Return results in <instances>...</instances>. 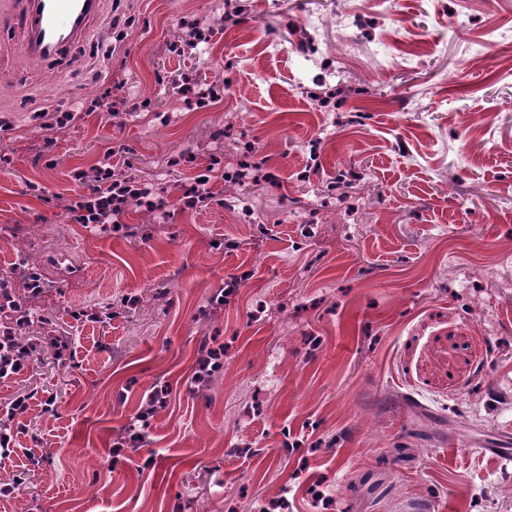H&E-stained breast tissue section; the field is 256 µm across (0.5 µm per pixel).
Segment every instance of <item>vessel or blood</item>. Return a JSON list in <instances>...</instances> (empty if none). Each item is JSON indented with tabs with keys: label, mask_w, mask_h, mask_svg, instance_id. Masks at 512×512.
I'll return each mask as SVG.
<instances>
[{
	"label": "vessel or blood",
	"mask_w": 512,
	"mask_h": 512,
	"mask_svg": "<svg viewBox=\"0 0 512 512\" xmlns=\"http://www.w3.org/2000/svg\"><path fill=\"white\" fill-rule=\"evenodd\" d=\"M98 0H29L15 20L29 37L33 55H50L59 46L87 35Z\"/></svg>",
	"instance_id": "1"
}]
</instances>
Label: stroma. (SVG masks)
Wrapping results in <instances>:
<instances>
[{"label": "stroma", "instance_id": "1", "mask_svg": "<svg viewBox=\"0 0 512 512\" xmlns=\"http://www.w3.org/2000/svg\"><path fill=\"white\" fill-rule=\"evenodd\" d=\"M206 2L99 0L50 59L0 31V224L33 230L46 339L0 403H55L0 484L27 468L40 512H512V0H238L189 47ZM102 159L172 218L89 238ZM230 160L257 182L183 204ZM108 295L136 304L103 328L65 305Z\"/></svg>", "mask_w": 512, "mask_h": 512}]
</instances>
